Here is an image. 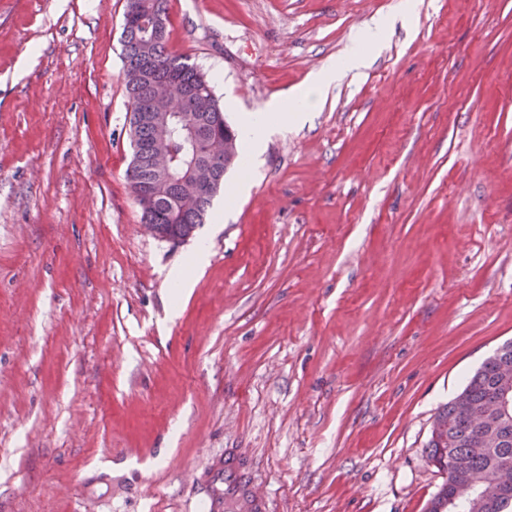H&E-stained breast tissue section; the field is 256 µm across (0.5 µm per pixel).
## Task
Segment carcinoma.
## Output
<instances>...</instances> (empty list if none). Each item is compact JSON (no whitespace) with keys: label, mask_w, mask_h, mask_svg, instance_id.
Wrapping results in <instances>:
<instances>
[{"label":"carcinoma","mask_w":512,"mask_h":512,"mask_svg":"<svg viewBox=\"0 0 512 512\" xmlns=\"http://www.w3.org/2000/svg\"><path fill=\"white\" fill-rule=\"evenodd\" d=\"M164 3L165 0H127L124 12L122 80L131 108L129 135L133 147L126 178L140 208L142 223L154 225L156 234L163 239L180 241L204 223L212 199L224 183V174L230 166L241 163L243 156L238 136L226 121L224 108L204 73L188 59L169 51L166 43L169 18ZM144 4L158 20L155 31L146 29L139 22L140 7ZM172 84L193 86L198 90V96L188 107L172 110L174 125L166 140L172 167L167 178L155 172L146 156V150L158 139L159 127L154 117L142 110V102ZM199 122L204 136L224 137V157L211 158L203 142L182 134V128ZM197 166L212 171V191L190 207L181 209L177 202L186 194L185 178ZM498 367V360L488 357L469 377L463 390L437 412L434 421L448 429V443L441 447L428 441L425 452L430 463L452 457L460 462L465 474L485 480L490 479L502 463H512V420L507 422L504 441L475 453L471 448L475 431L464 419L461 408L463 398L471 407L488 402ZM452 490L453 482L449 478L429 502L427 512H437V506L450 498Z\"/></svg>","instance_id":"obj_1"}]
</instances>
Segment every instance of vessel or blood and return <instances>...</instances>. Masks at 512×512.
I'll return each mask as SVG.
<instances>
[{
    "label": "vessel or blood",
    "mask_w": 512,
    "mask_h": 512,
    "mask_svg": "<svg viewBox=\"0 0 512 512\" xmlns=\"http://www.w3.org/2000/svg\"><path fill=\"white\" fill-rule=\"evenodd\" d=\"M215 486L207 512H223L226 501L238 503L243 512H266L267 503L244 478L239 462L231 456L212 458L203 473Z\"/></svg>",
    "instance_id": "vessel-or-blood-1"
}]
</instances>
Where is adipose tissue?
<instances>
[{
    "label": "adipose tissue",
    "instance_id": "ef3b65f1",
    "mask_svg": "<svg viewBox=\"0 0 512 512\" xmlns=\"http://www.w3.org/2000/svg\"><path fill=\"white\" fill-rule=\"evenodd\" d=\"M389 17L374 19L373 26L363 39L351 46L347 56L340 63H327L319 72L299 88L291 91L286 99H275L261 109L248 113L241 125V137L245 145L244 156L247 165H254L266 148L276 124L299 125L304 123L310 112L316 111L335 87L341 71H360L369 65V56L375 42L392 25ZM207 241H199L186 265L170 271L167 283L173 300L189 295L195 285V276L208 263Z\"/></svg>",
    "mask_w": 512,
    "mask_h": 512
}]
</instances>
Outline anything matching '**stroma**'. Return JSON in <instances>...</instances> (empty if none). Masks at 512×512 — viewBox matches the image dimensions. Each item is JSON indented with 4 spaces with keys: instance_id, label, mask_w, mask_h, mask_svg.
<instances>
[{
    "instance_id": "obj_1",
    "label": "stroma",
    "mask_w": 512,
    "mask_h": 512,
    "mask_svg": "<svg viewBox=\"0 0 512 512\" xmlns=\"http://www.w3.org/2000/svg\"><path fill=\"white\" fill-rule=\"evenodd\" d=\"M399 4L167 0L168 48L237 128ZM125 7L0 0V512H194L226 454L268 512H426L437 410L512 341V0H413L180 242L125 177ZM209 248L206 240H200L195 246L188 263L185 266L172 269L168 275L167 283L172 297L173 307L170 310V318L175 319L179 315L178 302L189 295L195 285V276L208 264Z\"/></svg>"
}]
</instances>
